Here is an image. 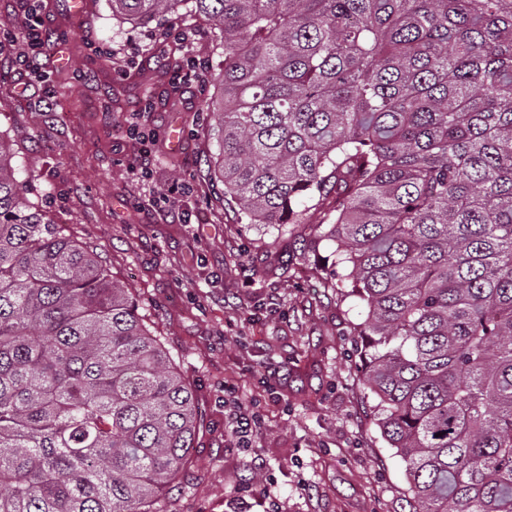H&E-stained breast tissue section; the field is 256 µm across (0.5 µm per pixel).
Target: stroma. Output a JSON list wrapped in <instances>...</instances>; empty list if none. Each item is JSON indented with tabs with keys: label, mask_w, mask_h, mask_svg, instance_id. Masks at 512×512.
<instances>
[{
	"label": "stroma",
	"mask_w": 512,
	"mask_h": 512,
	"mask_svg": "<svg viewBox=\"0 0 512 512\" xmlns=\"http://www.w3.org/2000/svg\"><path fill=\"white\" fill-rule=\"evenodd\" d=\"M30 53L19 0H0V130L30 199L94 250L140 302L202 413L173 512H402L405 465L363 386L361 307L331 287L300 237L243 224L208 168V23L134 28L108 0H45ZM179 125L180 151L169 133ZM261 421L226 441L224 388Z\"/></svg>",
	"instance_id": "obj_1"
}]
</instances>
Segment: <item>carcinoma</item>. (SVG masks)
<instances>
[{"instance_id": "cac0c4a2", "label": "carcinoma", "mask_w": 512, "mask_h": 512, "mask_svg": "<svg viewBox=\"0 0 512 512\" xmlns=\"http://www.w3.org/2000/svg\"><path fill=\"white\" fill-rule=\"evenodd\" d=\"M220 33L214 173L310 228L365 309L364 386L409 512H512V0H110ZM0 135V512H165L192 392Z\"/></svg>"}]
</instances>
